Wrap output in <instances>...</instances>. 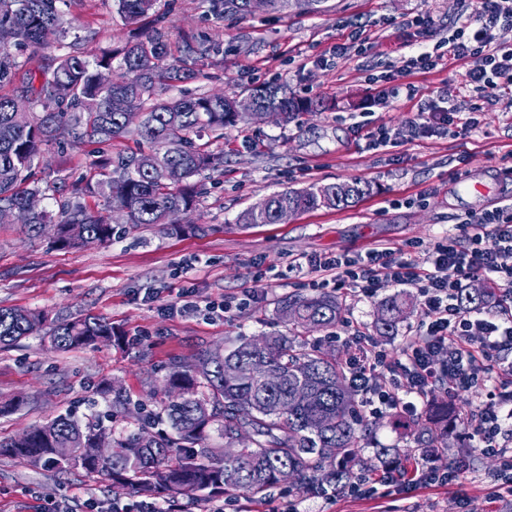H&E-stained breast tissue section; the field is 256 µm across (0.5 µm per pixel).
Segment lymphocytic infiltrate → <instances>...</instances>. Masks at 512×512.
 <instances>
[{
    "instance_id": "obj_1",
    "label": "lymphocytic infiltrate",
    "mask_w": 512,
    "mask_h": 512,
    "mask_svg": "<svg viewBox=\"0 0 512 512\" xmlns=\"http://www.w3.org/2000/svg\"><path fill=\"white\" fill-rule=\"evenodd\" d=\"M510 26L512 0H474L470 11L449 27L445 52L417 47L402 58L396 71L403 76L435 70L445 61L466 68L468 101L418 105L413 124L420 133L464 136L484 122L488 108L512 111V46L497 38L498 30ZM466 224L471 232L464 241L448 236L426 247L417 241L376 246L354 258L320 255L309 259L307 266L312 287L331 286L354 297H372L391 285L417 290L424 320L415 339L402 346L400 358L391 360L368 351L366 334L354 331V349L346 360L349 379L363 411L374 418L390 411L415 412L418 401L441 385L452 395L482 388L484 397L465 426L464 437L470 447L499 460V488L488 496L490 512H499L498 502L512 496V362L496 366L492 360L512 353V200L468 218ZM421 248L426 251L422 264L414 258ZM477 274L502 287L498 313L460 307L458 294ZM383 374L387 383L376 384V377ZM433 462V457L411 448L405 462H380L353 480L324 488L320 496L367 498L383 487L409 490L457 483L458 462H450L443 471Z\"/></svg>"
}]
</instances>
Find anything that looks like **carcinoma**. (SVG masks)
I'll use <instances>...</instances> for the list:
<instances>
[{
    "instance_id": "cac0c4a2",
    "label": "carcinoma",
    "mask_w": 512,
    "mask_h": 512,
    "mask_svg": "<svg viewBox=\"0 0 512 512\" xmlns=\"http://www.w3.org/2000/svg\"><path fill=\"white\" fill-rule=\"evenodd\" d=\"M59 0H0V85L12 86L0 95V206L25 207L34 195H45L50 185L31 180V170L43 147L67 140L88 144L87 173L69 189L58 212L42 210L30 215L27 224L36 230L44 224L62 228L59 247L78 248L83 239L112 238V225L103 212L127 209V223L135 228L181 229L177 214L189 212L206 194L196 177L224 165V154L197 144L192 136L206 132L214 141L224 139V129L237 121L235 96L224 93L168 97L180 83L195 80L202 62L222 53L216 43L183 34L177 52L160 33L143 31L156 0H117V12L134 32L117 50L89 56L80 37L67 44L68 20ZM210 10L220 16L245 18L247 0H209ZM54 50L45 63L31 68L19 63L10 46ZM115 75L103 84L100 72ZM65 83L69 95L56 98V84ZM253 94L283 112V124L303 112H319L324 101L299 97L277 81L266 83ZM54 101L42 112L36 104ZM143 111L137 129L148 150L119 151L100 148L127 137L131 129L124 120V106ZM372 193V186L351 179L328 186L310 185L288 189L267 197L260 214L247 209L237 223L275 224L277 213L291 207L298 213L349 207ZM497 297L496 289L476 294L463 291L460 302L469 310H482ZM410 297L399 291L381 303L378 331L391 336L407 314ZM342 303L331 294L286 295L277 302L279 317L291 325L293 335L269 334L261 344L242 337L225 351L224 361L208 364L209 347L202 346L190 360L171 363L167 384L181 393L177 401H163L158 410L135 406L141 422L132 431L115 437V453L107 460L89 457L93 435L105 428L101 419L82 422L60 414L46 423L0 441V455H9L41 465L60 474L78 470L97 473L137 493H150L175 502L181 496L210 497L244 490L255 497L282 485L281 471L294 474L293 487L310 492L322 484L338 483L360 465L358 448L367 442L373 424L361 414L358 398L347 384L345 362L336 349L309 340L313 332H332ZM43 335L52 348L67 351L112 342L115 330L103 318L85 314L61 319L46 326L44 316L17 307H0V348ZM275 374L270 383L250 372L256 361ZM234 369L237 376L224 377ZM309 386L311 399L296 403L293 393ZM435 417L445 428L457 426L454 408L438 402ZM164 418L172 434L148 432L151 422ZM229 440L241 429L251 438L232 457L221 448H210L211 430ZM417 447L426 454L448 447L444 436L426 427L418 433ZM56 448L70 449L58 458Z\"/></svg>"
}]
</instances>
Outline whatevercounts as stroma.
Segmentation results:
<instances>
[{
  "label": "stroma",
  "instance_id": "1",
  "mask_svg": "<svg viewBox=\"0 0 512 512\" xmlns=\"http://www.w3.org/2000/svg\"><path fill=\"white\" fill-rule=\"evenodd\" d=\"M463 9V0H321L314 12L289 9L256 12L239 20L218 17L208 0H158L150 24L169 38L185 32L219 43L222 55L209 60L204 78L172 89L180 93L247 94L276 80L299 96L331 102L330 110L305 112L282 125L272 120H238L214 151L223 169L211 172L207 194L186 223L198 234L171 235L135 229L116 216L110 241L59 249L52 227L34 232L27 225L0 224V307H20L66 318L91 313L112 322L123 340L96 347L56 351L36 338L0 349V439L17 436L69 411L86 421L112 402L113 385L131 403L155 407L166 399L165 378L175 358H190L200 345L227 347L238 337L287 333L275 304L288 294L308 295L310 276L302 264L323 254L355 256L380 244L409 240L432 243L465 235L461 222L495 207L459 194L454 184L477 177L497 197L512 196V112L490 111L485 124L468 135L424 137L412 125L416 106L400 100L370 103L369 75L388 73L389 64L411 48L434 44ZM77 36L89 53L121 47L129 33L114 0H85L69 10ZM426 15L429 28L412 19ZM370 36L367 48L350 37L355 27ZM420 97L448 100L464 96L465 69L451 63L427 74L409 75ZM369 113L373 124L400 133L398 146L373 150L351 126L352 114ZM36 175L72 183L86 172L83 145L66 154L46 150ZM359 179L372 194L346 209H321L277 224L241 226L237 216L270 194L313 183ZM345 297L339 329L361 327L373 351L396 358L410 329L423 320L413 304L394 336L376 330L383 296ZM250 297L248 307L230 317L206 306L226 298ZM462 461V482L448 488L389 492L372 499L306 500L310 512H486V489L498 469L495 457L467 448L459 433L448 436L439 469ZM102 504L132 502L100 475H61L0 456V512H40L50 501Z\"/></svg>",
  "mask_w": 512,
  "mask_h": 512
}]
</instances>
